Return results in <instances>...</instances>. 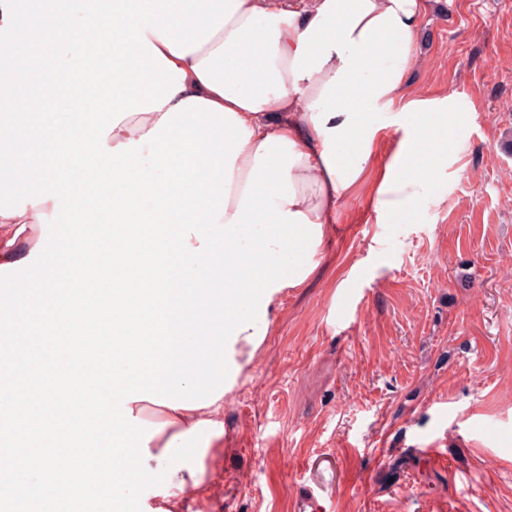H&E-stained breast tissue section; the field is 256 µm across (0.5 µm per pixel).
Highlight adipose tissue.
I'll list each match as a JSON object with an SVG mask.
<instances>
[{"instance_id":"adipose-tissue-1","label":"adipose tissue","mask_w":512,"mask_h":512,"mask_svg":"<svg viewBox=\"0 0 512 512\" xmlns=\"http://www.w3.org/2000/svg\"><path fill=\"white\" fill-rule=\"evenodd\" d=\"M428 0H241L230 21L201 49L176 59L184 85L175 98H203L234 111L251 136L235 160L227 215H234L254 155L270 137L293 141L298 159L290 171L295 189L281 211L300 212L321 226L335 223L341 200L373 177L374 206L387 222L415 217L412 184L448 166L454 93L429 97L412 91L408 73L425 60L419 36ZM403 115L402 134L385 165L371 171L380 127L366 118L375 106ZM53 201L23 215L0 216V265L28 257L18 238L40 236L39 215ZM134 416L162 429L148 443L160 458L178 435L214 422L209 448L224 445L223 400L196 409H172L142 400ZM171 494L144 512H185L187 491H206L203 473L178 470Z\"/></svg>"}]
</instances>
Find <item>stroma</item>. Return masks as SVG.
Instances as JSON below:
<instances>
[{"mask_svg":"<svg viewBox=\"0 0 512 512\" xmlns=\"http://www.w3.org/2000/svg\"><path fill=\"white\" fill-rule=\"evenodd\" d=\"M422 47L409 84L457 94L448 167L412 220L369 179L341 202L224 399L209 512H293L322 453L328 512H512V0L434 6ZM433 442L446 470L414 454Z\"/></svg>","mask_w":512,"mask_h":512,"instance_id":"1","label":"stroma"}]
</instances>
